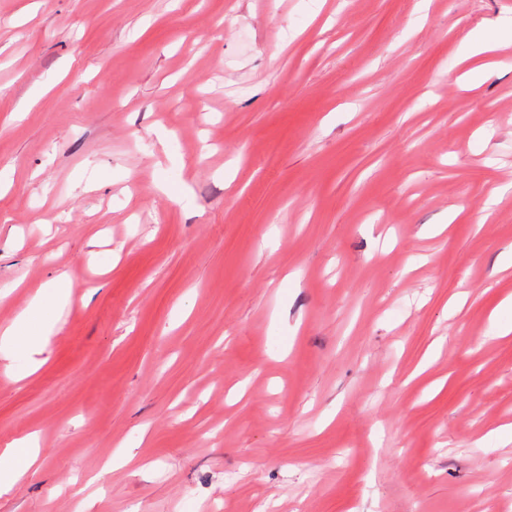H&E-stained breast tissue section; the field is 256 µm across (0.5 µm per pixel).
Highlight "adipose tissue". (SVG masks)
Returning a JSON list of instances; mask_svg holds the SVG:
<instances>
[{"mask_svg": "<svg viewBox=\"0 0 512 512\" xmlns=\"http://www.w3.org/2000/svg\"><path fill=\"white\" fill-rule=\"evenodd\" d=\"M71 282L68 274H59L49 288L39 290L11 325L0 331V359L12 362L25 357L29 370H36L39 354L48 344V338L69 302ZM54 299L55 312L46 309L47 299ZM39 457L36 434H28L0 450V494L31 471Z\"/></svg>", "mask_w": 512, "mask_h": 512, "instance_id": "obj_1", "label": "adipose tissue"}]
</instances>
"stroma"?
Here are the masks:
<instances>
[{"label":"stroma","mask_w":512,"mask_h":512,"mask_svg":"<svg viewBox=\"0 0 512 512\" xmlns=\"http://www.w3.org/2000/svg\"><path fill=\"white\" fill-rule=\"evenodd\" d=\"M416 3L0 0V512H512V0ZM499 43V41L495 42L493 40L487 39L485 34H482L479 30L474 31L468 36L466 42L464 43L465 51L460 54L459 60L460 58L467 59L491 51L498 47ZM72 284L67 273L59 274L49 288L39 290L26 308L18 314L11 325L0 333V358L12 364L23 356L28 362V372L36 370L41 361L35 358L48 344L63 310L69 302ZM54 298L56 308L53 313L46 309L48 296ZM39 457L36 434H27L0 451V494L31 471Z\"/></svg>","instance_id":"obj_1"}]
</instances>
